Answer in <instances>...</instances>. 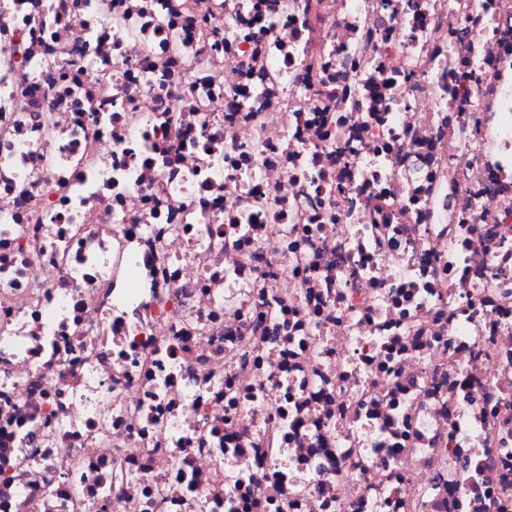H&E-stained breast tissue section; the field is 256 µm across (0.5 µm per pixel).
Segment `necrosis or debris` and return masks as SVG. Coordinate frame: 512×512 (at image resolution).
I'll return each mask as SVG.
<instances>
[{"label":"necrosis or debris","mask_w":512,"mask_h":512,"mask_svg":"<svg viewBox=\"0 0 512 512\" xmlns=\"http://www.w3.org/2000/svg\"><path fill=\"white\" fill-rule=\"evenodd\" d=\"M0 512H512V0H0Z\"/></svg>","instance_id":"4bbe7bcc"}]
</instances>
